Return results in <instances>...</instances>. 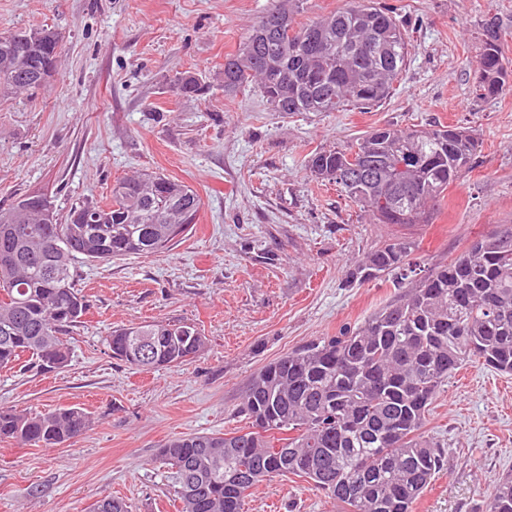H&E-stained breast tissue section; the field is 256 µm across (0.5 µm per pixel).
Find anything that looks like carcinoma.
<instances>
[{
  "label": "carcinoma",
  "instance_id": "1",
  "mask_svg": "<svg viewBox=\"0 0 512 512\" xmlns=\"http://www.w3.org/2000/svg\"><path fill=\"white\" fill-rule=\"evenodd\" d=\"M303 0H274L263 16L293 15ZM61 35L49 28L0 33V100L34 93L54 76ZM408 42L375 0L298 27L257 36L249 29L224 57V94L256 82L277 112L369 109L389 92ZM473 92L492 98L512 88L499 32L479 37ZM177 96H202L192 73L171 81ZM479 138L457 127L374 128L345 149L313 153L307 167L336 183L380 224H425L448 187L470 168ZM39 193L0 208V369L23 356L42 369L69 359V329L86 304L75 288L76 261L103 263L161 254L196 223L201 199L160 174L113 184L105 205L82 202L66 223ZM97 223H83L87 211ZM416 243L388 241L356 263L351 276L393 275L400 296L354 327L294 350L252 376L240 412L248 431L193 434L165 442L158 456L177 487L179 512H243L250 491L276 475L304 477L336 499L341 512H413L445 466V450L423 435L438 387L468 362L512 372V225L481 236L448 263L407 282ZM148 337L146 352L136 339ZM112 358L141 370L175 367L206 348L188 323L119 327L104 338ZM77 407L27 413L0 409V440L53 447L89 429ZM490 512H512V478L493 486ZM94 512H129L115 498Z\"/></svg>",
  "mask_w": 512,
  "mask_h": 512
}]
</instances>
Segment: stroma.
<instances>
[{
	"instance_id": "obj_1",
	"label": "stroma",
	"mask_w": 512,
	"mask_h": 512,
	"mask_svg": "<svg viewBox=\"0 0 512 512\" xmlns=\"http://www.w3.org/2000/svg\"><path fill=\"white\" fill-rule=\"evenodd\" d=\"M379 2L409 41L387 100L289 115L256 85L224 93L225 55L272 0H0V33L64 36L50 85L0 102V208L42 192L63 220L76 202L109 201L116 180L142 171L183 181L201 199L196 224L168 252L79 263L89 309L65 367L0 371V408L78 406L93 417L60 446L0 442V512H91L107 496L130 512H176L161 444L247 430L239 404L254 373L398 295L391 276L351 279L357 260L407 237L418 245L414 262L439 266L512 224V91L472 93L485 20L496 19L512 61V0ZM187 71L207 82L206 94L170 93ZM387 124L468 128L483 142L430 223H376L305 167L314 152ZM153 321L196 325L205 352L151 371L112 358L108 332ZM424 434L445 448L446 464L413 512H489L493 484L512 477V374L463 366L442 383ZM245 512L338 507L288 474L254 488Z\"/></svg>"
}]
</instances>
